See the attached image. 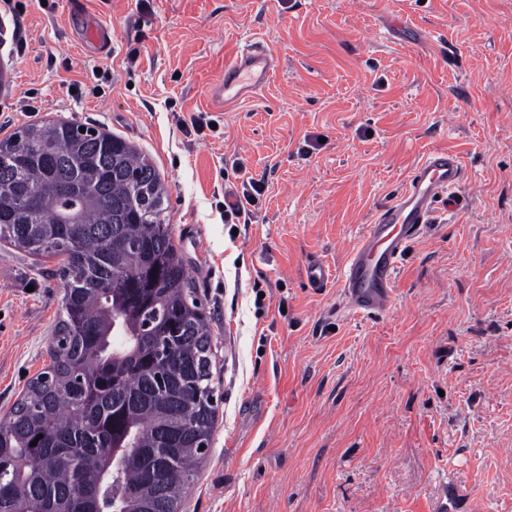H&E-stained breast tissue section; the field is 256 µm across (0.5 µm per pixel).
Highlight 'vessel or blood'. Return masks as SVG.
I'll list each match as a JSON object with an SVG mask.
<instances>
[{
    "instance_id": "obj_1",
    "label": "vessel or blood",
    "mask_w": 512,
    "mask_h": 512,
    "mask_svg": "<svg viewBox=\"0 0 512 512\" xmlns=\"http://www.w3.org/2000/svg\"><path fill=\"white\" fill-rule=\"evenodd\" d=\"M275 68L267 43L245 44L232 52L211 95L224 105L252 98L269 82ZM461 182L460 159L452 152L433 151L418 163L400 194L366 225L347 259L340 286L351 310L370 315L391 307L397 270L409 243L428 224L437 199L454 194Z\"/></svg>"
}]
</instances>
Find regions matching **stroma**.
Here are the masks:
<instances>
[{"label": "stroma", "instance_id": "35a3bbf8", "mask_svg": "<svg viewBox=\"0 0 512 512\" xmlns=\"http://www.w3.org/2000/svg\"><path fill=\"white\" fill-rule=\"evenodd\" d=\"M81 16L111 26L106 51ZM4 29L22 42L0 40V139L100 125L169 186L219 399L183 512H512V0H22ZM257 37L269 84L214 109ZM434 150L458 155L466 206L437 203L390 310L348 311L351 248ZM244 176L266 190L232 226ZM57 267L0 245V416L49 363Z\"/></svg>", "mask_w": 512, "mask_h": 512}]
</instances>
